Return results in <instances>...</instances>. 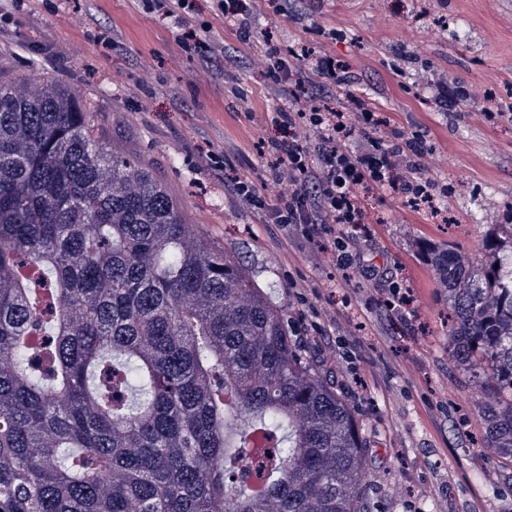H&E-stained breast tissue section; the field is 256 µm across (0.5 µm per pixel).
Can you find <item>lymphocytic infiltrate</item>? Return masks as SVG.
Wrapping results in <instances>:
<instances>
[{"instance_id":"f902f5d3","label":"lymphocytic infiltrate","mask_w":512,"mask_h":512,"mask_svg":"<svg viewBox=\"0 0 512 512\" xmlns=\"http://www.w3.org/2000/svg\"><path fill=\"white\" fill-rule=\"evenodd\" d=\"M312 60L316 78L311 94L289 93L287 106L271 112L272 122L284 134L267 146L269 174L236 178L233 193L244 202L267 208L276 224H361L364 213L355 194L358 187L373 185L401 198L407 205L434 208L446 190L426 177L427 148L419 135L386 141L383 118L377 106L358 96L359 79L336 59L322 55L297 56ZM340 93L346 104L328 108L325 100ZM362 145L352 148L353 135ZM277 184L276 196L267 193Z\"/></svg>"}]
</instances>
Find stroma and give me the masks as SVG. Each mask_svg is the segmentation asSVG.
Returning a JSON list of instances; mask_svg holds the SVG:
<instances>
[{
  "mask_svg": "<svg viewBox=\"0 0 512 512\" xmlns=\"http://www.w3.org/2000/svg\"><path fill=\"white\" fill-rule=\"evenodd\" d=\"M227 0L253 10L283 58L329 55L360 77L389 129L423 133L426 174L448 187L441 221L388 192L358 188L366 221L346 227L367 279L340 269L331 235L271 223L228 188L232 175L268 172L265 115L282 103L264 59L215 0L194 18L237 67L186 56L173 19L138 0H0V73L36 75L77 94L109 148L150 165L185 221L234 253L313 342L364 438L368 512H512V462L483 443L489 399L454 369L448 293L427 244L484 254L512 220V0ZM466 87L459 112L442 111L439 83ZM411 302L390 308L395 287Z\"/></svg>",
  "mask_w": 512,
  "mask_h": 512,
  "instance_id": "obj_1",
  "label": "stroma"
}]
</instances>
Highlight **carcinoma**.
I'll return each mask as SVG.
<instances>
[{
    "instance_id": "1",
    "label": "carcinoma",
    "mask_w": 512,
    "mask_h": 512,
    "mask_svg": "<svg viewBox=\"0 0 512 512\" xmlns=\"http://www.w3.org/2000/svg\"><path fill=\"white\" fill-rule=\"evenodd\" d=\"M91 121L0 81V512H366L356 418L312 350ZM484 251L427 256L512 459V234Z\"/></svg>"
}]
</instances>
